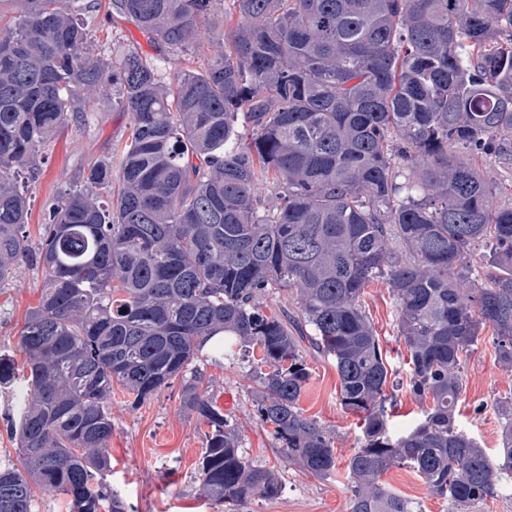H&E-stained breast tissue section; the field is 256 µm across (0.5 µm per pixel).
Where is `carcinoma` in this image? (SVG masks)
Listing matches in <instances>:
<instances>
[{"instance_id": "obj_1", "label": "carcinoma", "mask_w": 512, "mask_h": 512, "mask_svg": "<svg viewBox=\"0 0 512 512\" xmlns=\"http://www.w3.org/2000/svg\"><path fill=\"white\" fill-rule=\"evenodd\" d=\"M6 2L0 284L24 260L46 281L20 330L22 366L0 354L1 387L28 371L0 512H33L40 486L69 512H126L101 482L112 385L134 407L179 378L181 402L208 427L205 496L241 512L277 495V471L239 453L200 392L193 363L208 346L260 353L257 419L287 460L329 475L335 435L299 406L304 340L335 362L341 404L361 419L349 512H414L380 482L392 467L454 512L508 487L512 401L495 462L455 409L486 328L512 367V182L478 168L512 165V0H107L180 61L168 83L131 44L96 51L102 0ZM220 9L224 47L203 54ZM108 89L131 113L127 140L53 198L33 252L20 183ZM380 278L399 306L407 386L429 403L406 431L391 425L389 370L361 307ZM271 293L299 315L264 311Z\"/></svg>"}]
</instances>
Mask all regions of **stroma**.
Masks as SVG:
<instances>
[{
	"instance_id": "obj_1",
	"label": "stroma",
	"mask_w": 512,
	"mask_h": 512,
	"mask_svg": "<svg viewBox=\"0 0 512 512\" xmlns=\"http://www.w3.org/2000/svg\"><path fill=\"white\" fill-rule=\"evenodd\" d=\"M92 28L101 51H109L113 39L118 38L131 41L148 58L158 56L156 45L126 18L102 12ZM130 125V113L113 107L107 96L88 106L83 127L65 128L56 134L40 161L39 179L28 188L31 243L39 241L46 205L59 191L76 184L89 164L109 157L115 145L125 142ZM44 280L42 268L24 263L11 281L0 284V350L19 355V331L26 313L39 303ZM362 308L392 370L398 379H405L407 351L398 331L397 304L385 281L370 283ZM306 360L311 379L300 406L307 416L336 434L337 469L326 477L314 476L286 461L273 448L253 414L254 382L247 360L206 353L196 363L210 394L238 431L240 453L254 465L274 468L281 480L278 496L252 497L243 512H349L351 490L344 469L359 446L360 419L340 404L334 363L311 354ZM180 397L181 390L175 385L133 408L124 389H112V466L104 479L127 504V512H224L222 504L202 493L198 464L206 427L183 407ZM509 397L512 369L498 362L491 341L480 342L466 363L456 419L493 458L498 455L503 422L497 404ZM381 481L412 502L417 512H451L447 501L433 494L409 468H391Z\"/></svg>"
}]
</instances>
